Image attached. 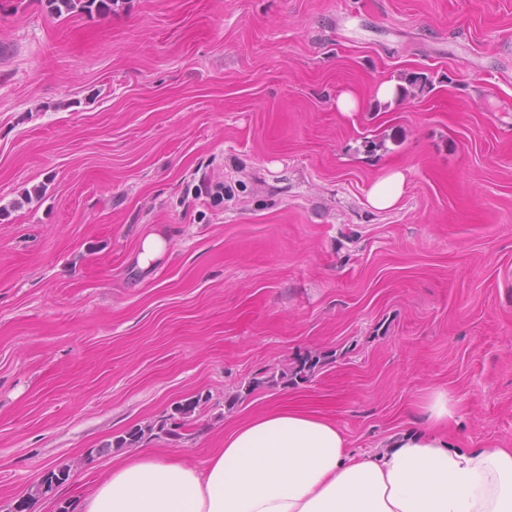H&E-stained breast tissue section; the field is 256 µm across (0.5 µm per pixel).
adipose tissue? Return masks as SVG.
<instances>
[{
	"mask_svg": "<svg viewBox=\"0 0 512 512\" xmlns=\"http://www.w3.org/2000/svg\"><path fill=\"white\" fill-rule=\"evenodd\" d=\"M429 430L377 453L350 450L335 422L302 407L238 421L203 466L128 456L80 512H512V448H456L446 392L429 393Z\"/></svg>",
	"mask_w": 512,
	"mask_h": 512,
	"instance_id": "ef3b65f1",
	"label": "adipose tissue"
}]
</instances>
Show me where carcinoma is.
<instances>
[{"label": "carcinoma", "mask_w": 512, "mask_h": 512, "mask_svg": "<svg viewBox=\"0 0 512 512\" xmlns=\"http://www.w3.org/2000/svg\"><path fill=\"white\" fill-rule=\"evenodd\" d=\"M48 6L57 14L70 13L81 10L87 13H106L112 9L114 0H47ZM325 363V359L319 355L308 357L290 367L285 366L280 374L270 376L265 383L273 387L280 383L286 385L293 381H306ZM260 380L247 386L246 392H251L254 387L264 383ZM210 397L197 395L174 404L171 412L161 417L158 421L146 426L135 425L113 437L95 449L96 454L101 455L110 452L114 448H136L142 442L167 437L175 440L190 439L195 435V426L200 415L210 409ZM70 468L56 466L47 469L35 485L36 493L47 494L54 487L66 483L70 479Z\"/></svg>", "instance_id": "obj_1"}]
</instances>
